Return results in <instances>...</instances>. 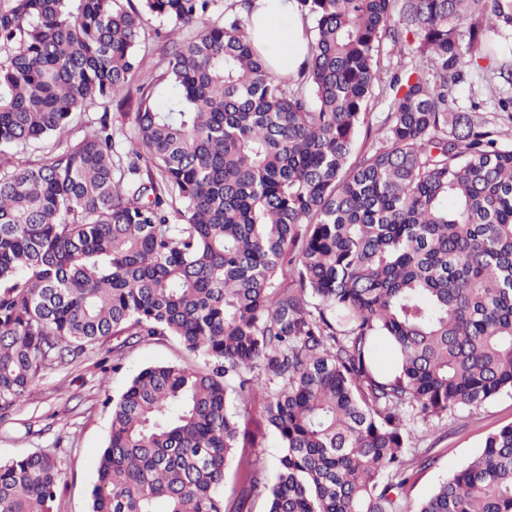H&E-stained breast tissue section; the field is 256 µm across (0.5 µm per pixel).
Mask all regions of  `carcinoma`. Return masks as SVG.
<instances>
[{
	"label": "carcinoma",
	"instance_id": "obj_1",
	"mask_svg": "<svg viewBox=\"0 0 512 512\" xmlns=\"http://www.w3.org/2000/svg\"><path fill=\"white\" fill-rule=\"evenodd\" d=\"M216 2L0 0V413L109 336H173L202 365L112 399L90 512H512V425L408 506L432 463L408 423L512 390V96L479 115L474 81L512 85V0H295L288 74L234 10L174 40ZM153 18L166 64L123 96ZM113 101L128 149L108 111L70 140ZM270 433L273 481L249 452ZM60 483L49 453L1 460L0 512H50ZM103 110L104 105L100 104L74 116L72 122L73 140L81 139L84 133L90 131L96 125L94 124L97 121L95 119L102 114Z\"/></svg>",
	"mask_w": 512,
	"mask_h": 512
}]
</instances>
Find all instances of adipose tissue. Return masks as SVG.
<instances>
[{
    "label": "adipose tissue",
    "instance_id": "adipose-tissue-1",
    "mask_svg": "<svg viewBox=\"0 0 512 512\" xmlns=\"http://www.w3.org/2000/svg\"><path fill=\"white\" fill-rule=\"evenodd\" d=\"M250 32L277 72L293 71L301 62L304 42L293 0H254Z\"/></svg>",
    "mask_w": 512,
    "mask_h": 512
}]
</instances>
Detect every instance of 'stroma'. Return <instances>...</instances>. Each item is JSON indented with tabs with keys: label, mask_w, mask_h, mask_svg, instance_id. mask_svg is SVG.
<instances>
[{
	"label": "stroma",
	"mask_w": 512,
	"mask_h": 512,
	"mask_svg": "<svg viewBox=\"0 0 512 512\" xmlns=\"http://www.w3.org/2000/svg\"><path fill=\"white\" fill-rule=\"evenodd\" d=\"M116 338L72 364L41 375L23 405L0 418V459L35 452L55 454L62 473L52 512H89L97 479L98 460L111 429V403L134 375L157 364L199 365L175 338L167 336L122 349L114 354ZM120 368H113V361ZM512 424V392L455 417L431 425L418 422L412 430L419 456L434 462L409 493L410 505L427 499L450 473L469 461L491 433Z\"/></svg>",
	"instance_id": "1"
}]
</instances>
